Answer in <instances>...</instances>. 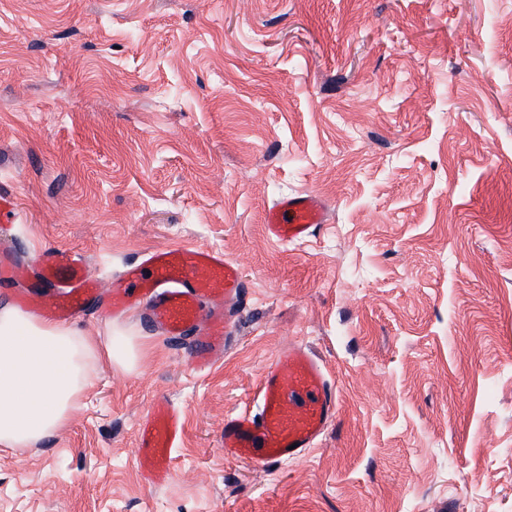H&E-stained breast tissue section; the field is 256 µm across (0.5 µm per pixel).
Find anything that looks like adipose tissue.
<instances>
[{"label":"adipose tissue","instance_id":"ef3b65f1","mask_svg":"<svg viewBox=\"0 0 512 512\" xmlns=\"http://www.w3.org/2000/svg\"><path fill=\"white\" fill-rule=\"evenodd\" d=\"M143 343L105 339L0 306V447L33 448L63 432L83 404L97 366H137Z\"/></svg>","mask_w":512,"mask_h":512}]
</instances>
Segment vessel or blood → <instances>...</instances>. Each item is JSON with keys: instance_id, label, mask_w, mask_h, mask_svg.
I'll return each instance as SVG.
<instances>
[{"instance_id": "1", "label": "vessel or blood", "mask_w": 512, "mask_h": 512, "mask_svg": "<svg viewBox=\"0 0 512 512\" xmlns=\"http://www.w3.org/2000/svg\"><path fill=\"white\" fill-rule=\"evenodd\" d=\"M323 202L311 194L280 197L266 212V229L281 244L305 240L325 223ZM47 290L32 304L41 317L72 318L95 297L98 283L85 259L42 252L34 268ZM113 315L131 310L164 339H192L197 373L213 368L238 341L244 284L238 266L216 250L164 248L145 255L111 282ZM335 383L321 361L302 343L280 349L262 373L251 407L224 418V455L268 467L307 456L335 422ZM183 423L177 409L157 400L138 427L141 477L152 487L167 483Z\"/></svg>"}]
</instances>
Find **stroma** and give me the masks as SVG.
Returning a JSON list of instances; mask_svg holds the SVG:
<instances>
[{"label":"stroma","instance_id":"stroma-1","mask_svg":"<svg viewBox=\"0 0 512 512\" xmlns=\"http://www.w3.org/2000/svg\"><path fill=\"white\" fill-rule=\"evenodd\" d=\"M0 186L15 283L51 249L108 289L156 248H213L247 287L205 376L190 340L90 301L73 326L145 343L66 431L0 447V512H512V0H0ZM321 197L279 244L268 207ZM336 385L306 459L225 457L224 417L287 343ZM182 413L169 484L136 428ZM266 229L281 244L305 240L312 229L326 223L323 202L312 194H289L280 197L266 212Z\"/></svg>","mask_w":512,"mask_h":512}]
</instances>
